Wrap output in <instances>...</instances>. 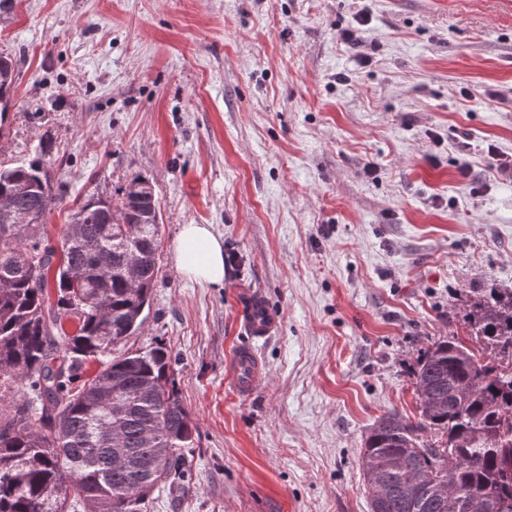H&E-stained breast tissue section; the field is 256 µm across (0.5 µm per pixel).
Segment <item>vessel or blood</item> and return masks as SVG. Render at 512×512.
I'll list each match as a JSON object with an SVG mask.
<instances>
[{
	"label": "vessel or blood",
	"instance_id": "obj_1",
	"mask_svg": "<svg viewBox=\"0 0 512 512\" xmlns=\"http://www.w3.org/2000/svg\"><path fill=\"white\" fill-rule=\"evenodd\" d=\"M241 320L252 342L239 346L230 363L232 378L237 392L241 395L253 393L264 381V367L253 346L270 336L276 329L280 317L254 290L243 288L239 291Z\"/></svg>",
	"mask_w": 512,
	"mask_h": 512
}]
</instances>
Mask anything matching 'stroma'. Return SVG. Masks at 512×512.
Returning a JSON list of instances; mask_svg holds the SVG:
<instances>
[{
    "label": "stroma",
    "instance_id": "35a3bbf8",
    "mask_svg": "<svg viewBox=\"0 0 512 512\" xmlns=\"http://www.w3.org/2000/svg\"><path fill=\"white\" fill-rule=\"evenodd\" d=\"M0 54V164L48 142L51 237L74 198L156 188L159 271L125 348L171 349L198 435L191 490L145 512H370L373 424L416 415L423 352L512 288V168L487 154L512 161V0H11ZM187 224L223 241V285L178 270ZM242 284L281 318L249 396ZM15 63L10 57L0 56V137L6 122V112L14 89L13 73ZM230 369L236 391L243 395L253 393L264 381V367L255 348L239 346L233 353Z\"/></svg>",
    "mask_w": 512,
    "mask_h": 512
}]
</instances>
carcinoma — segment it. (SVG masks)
Returning <instances> with one entry per match:
<instances>
[{"label": "carcinoma", "instance_id": "1", "mask_svg": "<svg viewBox=\"0 0 512 512\" xmlns=\"http://www.w3.org/2000/svg\"><path fill=\"white\" fill-rule=\"evenodd\" d=\"M14 61L0 56V137ZM39 142L0 165V203L32 215L13 224L0 211V512H142L163 485L189 488L183 449L196 427L176 388L171 351L113 353L143 326L158 273L159 205L136 176L110 198L76 201L58 245L45 217L58 207ZM467 337L444 336L414 372L416 418L388 411L361 450L369 498L384 512H448L435 487L413 484L443 468L467 492L512 512V288H491L466 316ZM100 364L86 378V364ZM127 461L113 464L116 449Z\"/></svg>", "mask_w": 512, "mask_h": 512}]
</instances>
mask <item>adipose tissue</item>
<instances>
[{
    "label": "adipose tissue",
    "instance_id": "ef3b65f1",
    "mask_svg": "<svg viewBox=\"0 0 512 512\" xmlns=\"http://www.w3.org/2000/svg\"><path fill=\"white\" fill-rule=\"evenodd\" d=\"M178 269L188 278L219 285L224 281V243L208 225H185L175 243Z\"/></svg>",
    "mask_w": 512,
    "mask_h": 512
}]
</instances>
